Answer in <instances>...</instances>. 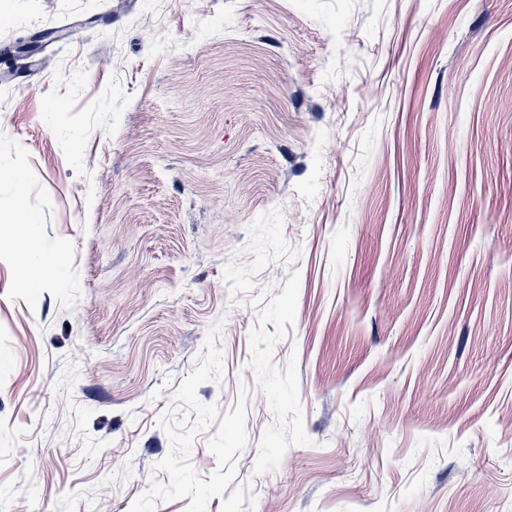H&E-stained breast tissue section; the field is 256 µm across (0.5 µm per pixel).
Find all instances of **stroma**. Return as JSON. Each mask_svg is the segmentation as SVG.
<instances>
[{"label": "stroma", "instance_id": "stroma-1", "mask_svg": "<svg viewBox=\"0 0 512 512\" xmlns=\"http://www.w3.org/2000/svg\"><path fill=\"white\" fill-rule=\"evenodd\" d=\"M13 200L0 512H512V0H0ZM22 262L26 280L30 285L36 284L40 276L48 272L52 266L51 259L48 256L25 255Z\"/></svg>", "mask_w": 512, "mask_h": 512}]
</instances>
